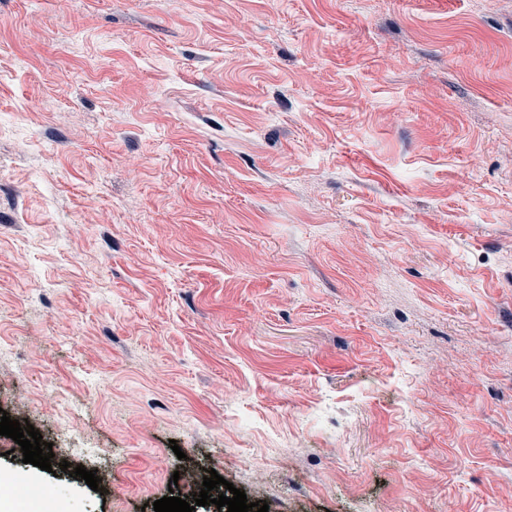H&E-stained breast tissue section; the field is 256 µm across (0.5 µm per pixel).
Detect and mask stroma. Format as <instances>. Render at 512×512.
Listing matches in <instances>:
<instances>
[{
  "mask_svg": "<svg viewBox=\"0 0 512 512\" xmlns=\"http://www.w3.org/2000/svg\"><path fill=\"white\" fill-rule=\"evenodd\" d=\"M1 113L40 512H512V0H0Z\"/></svg>",
  "mask_w": 512,
  "mask_h": 512,
  "instance_id": "stroma-1",
  "label": "stroma"
}]
</instances>
